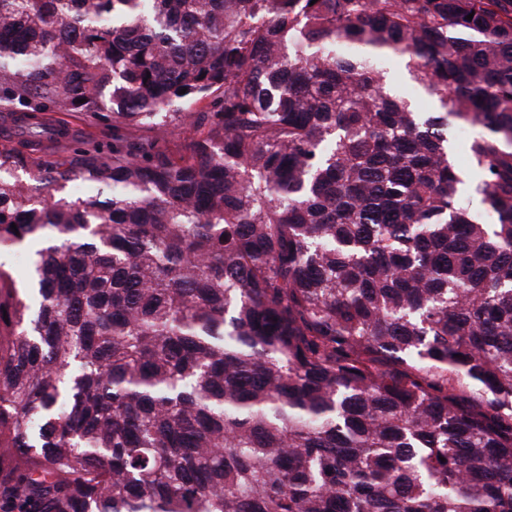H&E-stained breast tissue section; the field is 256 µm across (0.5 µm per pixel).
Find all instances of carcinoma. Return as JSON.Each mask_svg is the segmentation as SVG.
Returning <instances> with one entry per match:
<instances>
[{
    "label": "carcinoma",
    "instance_id": "obj_1",
    "mask_svg": "<svg viewBox=\"0 0 512 512\" xmlns=\"http://www.w3.org/2000/svg\"><path fill=\"white\" fill-rule=\"evenodd\" d=\"M5 243L0 503L512 512V0H0ZM383 68L386 71L387 84L397 95L411 93L413 82L410 80L404 63L399 57L389 56L383 60ZM19 252L25 254V262L23 265L16 264L17 254ZM0 262L2 263V269L6 270L19 285L25 281L27 277L29 249L25 247L2 246L0 247Z\"/></svg>",
    "mask_w": 512,
    "mask_h": 512
}]
</instances>
